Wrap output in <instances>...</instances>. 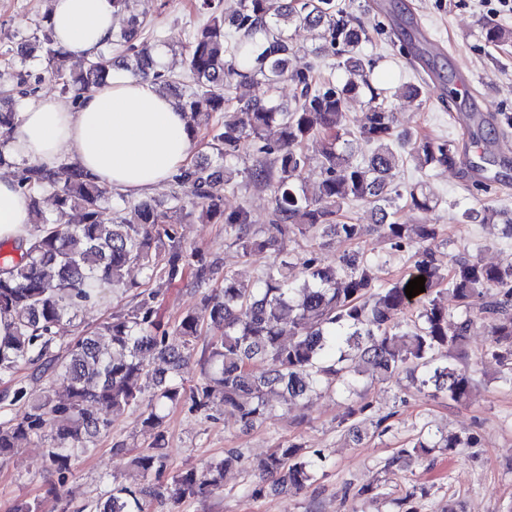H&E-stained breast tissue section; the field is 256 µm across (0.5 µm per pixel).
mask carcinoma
Listing matches in <instances>:
<instances>
[{
  "mask_svg": "<svg viewBox=\"0 0 512 512\" xmlns=\"http://www.w3.org/2000/svg\"><path fill=\"white\" fill-rule=\"evenodd\" d=\"M221 5L222 0H197L196 11L207 20L190 33L183 76L161 68L155 45L138 40L146 22L134 13V0H112L116 13L128 14L127 26L78 70L68 67L69 58L44 17L36 32L21 37L7 62V75L17 84L53 79L74 103L101 86L117 62L133 76L152 79L190 113L196 136L209 138L215 151L216 163L190 161L172 177L174 185L192 189L199 199V218L224 224L226 238L243 256L273 251L257 283L249 286L226 272L224 288L202 292L200 307L173 325L158 314L157 292L144 289L127 313L112 314L68 336L73 321L94 304L100 289L135 287L125 281L131 267L145 271L150 280L168 283L190 275L201 288L213 277L216 263L200 250H183L178 223L185 205L178 192L163 205L115 195L71 163L55 170L23 164L18 184L29 196L34 223L41 230L27 244L0 254V319L10 321L0 335V382L13 385L3 395L9 404L25 402L22 413L0 417V458L24 442L42 444V468L56 477L48 494L56 500L72 463L95 451L110 432L112 416L129 410L138 412L142 433L153 439L154 452L129 462L149 483L167 469L160 452L164 411L185 400L194 411L222 403L237 412L246 429L267 419L273 397L297 403L316 390H327L348 400L374 383L402 375L460 403L471 392L472 377L457 360L465 356L467 340L479 327L490 341L472 366L493 362L501 367L500 379L512 385V263L489 266L473 256H457L443 265L436 257V225L412 229L396 219L401 201L416 210H429L437 202L420 181L401 190L394 187L395 171L408 159L423 172L451 167L456 144L396 130L394 112L374 74L375 62L359 51L371 36L344 0H238L229 14ZM294 26L315 32V55L335 58V68L343 73L340 81L322 77L315 65L289 69ZM485 38L500 44L512 39V31L490 23ZM37 51L45 67L34 74L25 63ZM282 79L295 86L290 106L269 95H233L246 85L270 90ZM428 88L426 81L408 84L394 96L417 100ZM25 97L24 92L0 97V167L12 166L10 141ZM359 98L366 112L354 130L348 104ZM274 123L280 132L272 144L263 133ZM358 140L372 147L360 160ZM311 141L318 144L313 155L306 152ZM247 142L265 156L248 170L249 180L272 190L270 224L262 231L254 228L247 210L226 213L222 206L224 191L232 187L224 172ZM313 162L323 178L310 189L300 178ZM47 200L53 206L49 216L42 209ZM354 202L371 208L374 227L390 249H414L412 272L385 286L377 276L380 260L363 252L342 254L336 265L327 267L312 255L303 262V287L293 286V263L274 251L276 243L297 233L359 239L363 225L345 214ZM73 211L79 213L75 224L70 220ZM420 275L425 277L426 301L409 324L402 319L411 304L405 288ZM445 291L456 299L460 313L441 305L439 295ZM206 325L212 332L208 356L200 378L188 389L181 371ZM147 354L164 367L149 369ZM35 363L41 376L64 387L66 399L26 401L21 375ZM391 417L367 401L348 406L338 427L359 439V424L367 422L382 436L391 428ZM475 442L473 436L437 439L422 434L399 449L384 470L421 460L435 448ZM243 462L242 453L231 450L199 471L177 473L169 494L178 502L210 495L221 489L224 471ZM327 465L323 450L288 440L257 463L260 482L247 492L299 491L314 483ZM156 495L149 486L132 488L114 481L106 497L88 508L150 512Z\"/></svg>",
  "mask_w": 512,
  "mask_h": 512,
  "instance_id": "cac0c4a2",
  "label": "carcinoma"
}]
</instances>
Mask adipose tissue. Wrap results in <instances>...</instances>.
Returning <instances> with one entry per match:
<instances>
[{
	"label": "adipose tissue",
	"instance_id": "obj_1",
	"mask_svg": "<svg viewBox=\"0 0 512 512\" xmlns=\"http://www.w3.org/2000/svg\"><path fill=\"white\" fill-rule=\"evenodd\" d=\"M52 35L71 60L92 58L109 44L117 23L112 0H50ZM188 118L152 80L113 71L78 103L43 96L18 114L11 154L19 161L77 164L102 186L140 197L191 160ZM30 200L0 176V242L33 238Z\"/></svg>",
	"mask_w": 512,
	"mask_h": 512
}]
</instances>
